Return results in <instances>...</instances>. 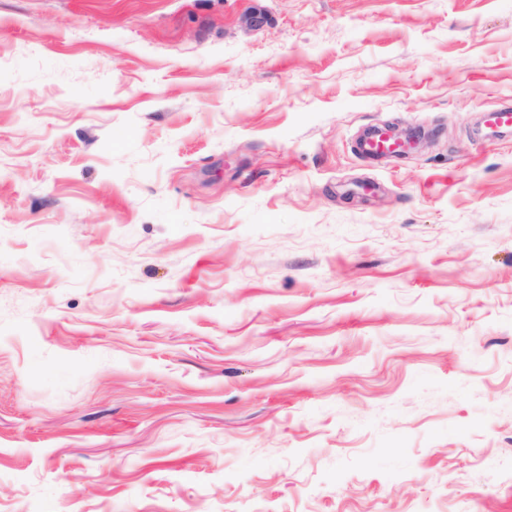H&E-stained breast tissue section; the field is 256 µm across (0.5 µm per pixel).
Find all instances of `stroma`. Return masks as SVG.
<instances>
[{"instance_id":"1","label":"stroma","mask_w":512,"mask_h":512,"mask_svg":"<svg viewBox=\"0 0 512 512\" xmlns=\"http://www.w3.org/2000/svg\"><path fill=\"white\" fill-rule=\"evenodd\" d=\"M506 100L512 0H0V512H512ZM408 147V140L386 130L371 132L355 144L358 154L375 159L404 153Z\"/></svg>"}]
</instances>
